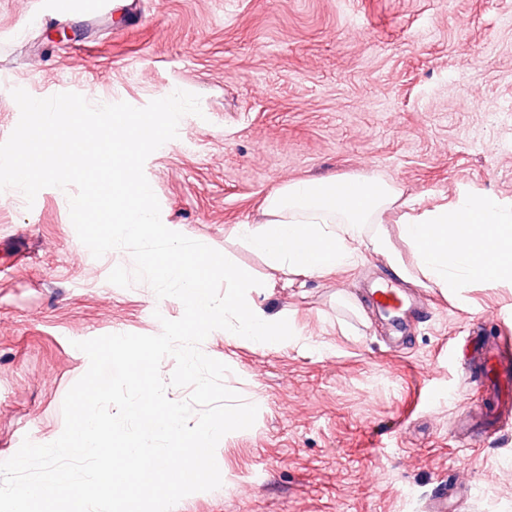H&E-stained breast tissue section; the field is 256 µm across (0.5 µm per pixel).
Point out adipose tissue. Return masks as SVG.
I'll return each instance as SVG.
<instances>
[{
    "mask_svg": "<svg viewBox=\"0 0 512 512\" xmlns=\"http://www.w3.org/2000/svg\"><path fill=\"white\" fill-rule=\"evenodd\" d=\"M397 188L375 178L296 180L267 200L261 220L237 227L247 247L272 269L328 276L351 267L372 245L395 275L444 291L474 281L512 284V203L462 193L452 203L402 215L403 259L391 245L384 219Z\"/></svg>",
    "mask_w": 512,
    "mask_h": 512,
    "instance_id": "adipose-tissue-1",
    "label": "adipose tissue"
}]
</instances>
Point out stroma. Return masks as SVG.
<instances>
[{
    "mask_svg": "<svg viewBox=\"0 0 512 512\" xmlns=\"http://www.w3.org/2000/svg\"><path fill=\"white\" fill-rule=\"evenodd\" d=\"M0 0V142L20 117L11 96L82 87L92 104L136 107L181 89L200 98L178 136L144 165L163 223L261 280L253 294L304 341L257 349L213 331L202 351L225 385L258 407L226 434L219 488L173 512H427L441 484L455 512H512V430L471 445L454 422L481 415L471 339L506 341L512 287L481 281L443 295L399 279L363 250L328 277L287 282L235 234L285 183L376 177L402 211L459 191L512 201V0H140L86 18L59 0ZM66 40H58L60 31ZM0 202V462L23 440L63 431V400L89 367L77 342L156 335L183 314L149 285L108 282L131 255L94 258L68 194ZM387 281L419 316L395 325L372 301Z\"/></svg>",
    "mask_w": 512,
    "mask_h": 512,
    "instance_id": "stroma-1",
    "label": "stroma"
}]
</instances>
